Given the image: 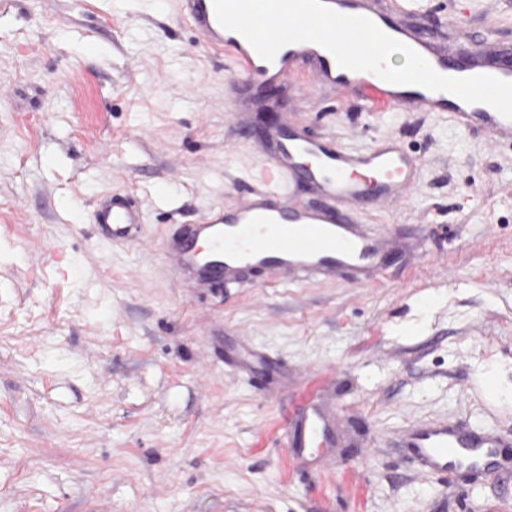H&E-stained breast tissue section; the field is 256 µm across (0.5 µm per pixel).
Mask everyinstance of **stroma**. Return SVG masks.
<instances>
[{
	"mask_svg": "<svg viewBox=\"0 0 512 512\" xmlns=\"http://www.w3.org/2000/svg\"><path fill=\"white\" fill-rule=\"evenodd\" d=\"M416 5L512 45V0ZM235 77L179 0H0V512H512V474L445 484L400 445L417 420L512 432V144L319 87L241 127ZM272 123L417 159L405 201L355 212L405 245L381 281L193 288L163 262L258 188ZM111 192L144 244L96 229ZM309 396L336 445L301 468Z\"/></svg>",
	"mask_w": 512,
	"mask_h": 512,
	"instance_id": "obj_1",
	"label": "stroma"
}]
</instances>
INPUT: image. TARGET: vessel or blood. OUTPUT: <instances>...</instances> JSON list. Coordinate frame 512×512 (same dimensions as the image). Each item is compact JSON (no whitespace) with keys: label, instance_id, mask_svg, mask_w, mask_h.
I'll return each instance as SVG.
<instances>
[{"label":"vessel or blood","instance_id":"vessel-or-blood-1","mask_svg":"<svg viewBox=\"0 0 512 512\" xmlns=\"http://www.w3.org/2000/svg\"><path fill=\"white\" fill-rule=\"evenodd\" d=\"M182 2L183 16L200 46L226 54L241 76L240 82L225 89L234 114L263 104L267 90L295 83L305 72L312 85L357 98L367 108L384 105L405 112H442L457 129L481 134L491 145L512 142V119L486 104H470L447 92L391 84L370 72L341 68L326 49L314 43L286 45L273 61H265L243 37L217 22L212 0ZM325 2L337 13L370 18L386 34L421 54L441 75L488 74L512 81V52L499 47L493 28L473 36L445 27L426 30L415 23L416 10L409 0ZM264 140L271 171L267 185L244 201L201 218L186 237L164 250L165 264L197 283L211 276L236 278L248 270H264L290 283L332 278L343 270L360 283L379 278L396 244L388 231L358 222L353 210L403 200L416 182L415 159L393 140L362 153L344 151L331 140L298 130L286 137L278 127L268 128ZM300 176L324 198V205L279 203L280 184ZM95 222L111 242L143 238L144 217L124 195L108 198L97 210ZM292 422L294 455L334 446L336 421L314 402H306ZM511 444L495 433L444 421L415 422L403 435L404 447L412 449L426 475L468 470L497 479L501 450Z\"/></svg>","mask_w":512,"mask_h":512}]
</instances>
